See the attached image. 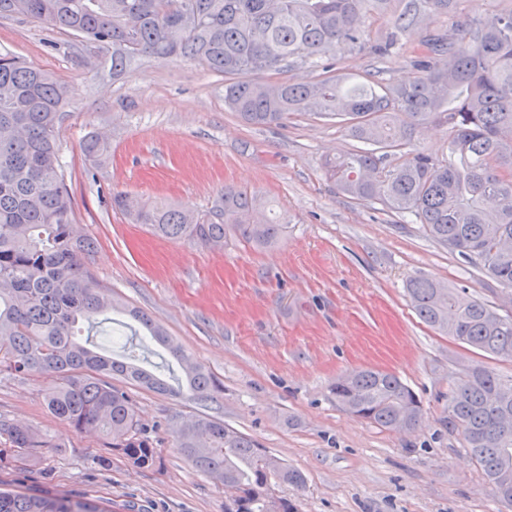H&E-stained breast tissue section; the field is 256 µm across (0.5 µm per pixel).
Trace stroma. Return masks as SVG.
<instances>
[{
	"label": "stroma",
	"mask_w": 512,
	"mask_h": 512,
	"mask_svg": "<svg viewBox=\"0 0 512 512\" xmlns=\"http://www.w3.org/2000/svg\"><path fill=\"white\" fill-rule=\"evenodd\" d=\"M450 25L434 16L381 56L374 48L392 31L382 16L340 56L335 72L353 82L368 71L390 83L409 81L426 28ZM4 50L75 90L57 130L62 170L74 222L97 242L87 266L119 303L108 316L80 323L78 339L167 373L174 361L166 347L137 335L127 314L142 309L218 389L202 406L117 380L161 457L160 467L141 469L110 455L101 436L53 418L40 383L0 374V417L58 444L36 466L0 471L1 487L83 495L107 512H224L230 494L174 445L177 425L199 411L303 474L298 487L270 483L299 512H512L495 502L461 432L447 424L448 397L465 367L481 361L507 379L512 359L481 358L422 322L406 286L429 277L459 289L462 299L495 306L503 292L411 215L336 190L322 160L360 149L359 141L336 122L302 112L279 125L245 124L224 107L223 75L182 57H140L116 76L111 47L23 17L0 18ZM93 132L107 137L101 166L82 150ZM227 186L285 214V238L268 249L236 241L214 251L154 235L111 203L119 190L203 212ZM365 368L396 374L416 394L417 426L387 430L336 404L331 384Z\"/></svg>",
	"instance_id": "obj_1"
}]
</instances>
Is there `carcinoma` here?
<instances>
[{"label":"carcinoma","instance_id":"carcinoma-1","mask_svg":"<svg viewBox=\"0 0 512 512\" xmlns=\"http://www.w3.org/2000/svg\"><path fill=\"white\" fill-rule=\"evenodd\" d=\"M390 0H0V17L25 16L87 41L112 45V73L143 55L182 56L224 75V106L247 124H278L295 112L334 120L365 148L329 157L327 176L356 200L379 201L413 215L435 242L479 266L512 291V9L474 17L451 31L424 36L413 61L417 76L391 85L368 73L346 85L337 76L308 82H253L249 72H280L291 64L334 56L357 44L366 20ZM387 53L399 33L432 13L457 14L461 0H397ZM187 14L193 31L172 21ZM74 90L53 73L0 52V374L47 382L43 400L59 422L105 437L113 454L153 469L160 457L128 395L112 385L120 376L159 394L205 403L215 379L177 347L170 348L182 377L170 383L134 363L103 355L74 337L83 318L112 310L86 265L93 240L73 224L57 144L63 109ZM439 123L450 132L449 155L434 160L407 152L415 127ZM84 151L95 165L107 158L96 135ZM112 206L131 223L171 241L192 240L222 250L232 236L255 247L278 243L284 219L258 217L245 190L224 188L205 213L162 201L112 194ZM411 305L430 327L473 350L512 359V315L483 300L460 302L448 284L416 278ZM149 336L168 342L164 328L128 310ZM336 403L360 420L394 430L402 412L408 426L420 402L401 379L363 369L331 388ZM448 428L494 494L512 477V378L477 363L448 398ZM0 471L59 448L29 425L0 419ZM176 447L198 470L238 491L228 512H267L262 488L274 476L299 486L303 474L286 463L268 469L271 455L251 437L208 416H192L175 430ZM0 512H107L81 497H43L0 489Z\"/></svg>","mask_w":512,"mask_h":512}]
</instances>
